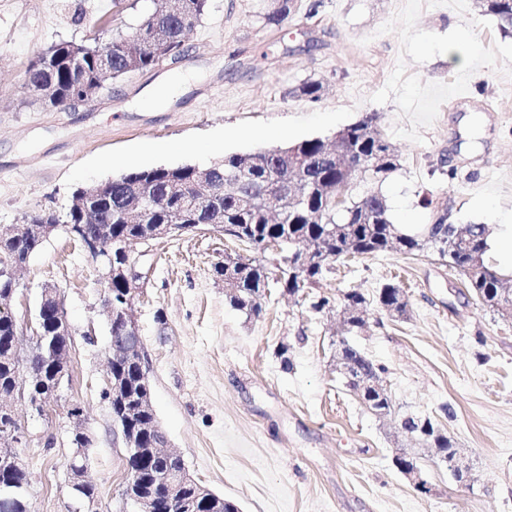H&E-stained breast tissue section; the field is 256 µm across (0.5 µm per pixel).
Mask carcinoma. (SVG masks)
Instances as JSON below:
<instances>
[{"label": "carcinoma", "instance_id": "obj_1", "mask_svg": "<svg viewBox=\"0 0 512 512\" xmlns=\"http://www.w3.org/2000/svg\"><path fill=\"white\" fill-rule=\"evenodd\" d=\"M278 7L266 15L269 24H281L291 13L290 0H276ZM486 11L496 16L503 30L512 28V0H482ZM184 16H172L162 9L147 10L141 14L131 29L145 36L156 25L166 28L171 47L175 49L173 59H178L184 51L185 39L195 27V23L209 8V0H182ZM81 46L83 62L80 69L72 68L70 59L76 46ZM53 52L51 62L45 64L36 57L28 66L29 86L34 91L43 84H53L61 95L59 110L67 111L68 100L82 92L81 81L95 78L98 67L95 42L90 40L77 44L72 41H60L51 45ZM126 42L116 37L112 40V73L118 78L127 74V69L134 68L139 72L147 71L158 65L155 55L145 53L136 64H130L126 55ZM341 141L353 145L359 153L369 157L371 166L364 171L361 181L371 182L376 186L383 185L400 166L398 156L385 142L373 117L345 128V136ZM325 144L321 140H303L293 146L299 151L302 165L291 168L280 157L263 154L243 153L224 157L222 163L213 166L212 173L216 180L224 182V196L218 199V206L224 212V226L234 229L237 241L253 251H263L262 243L273 239L282 241V247L293 252L302 245L313 246L316 254L336 255L345 249L353 253V257H362L396 249L404 254H416L427 247L440 249L438 256L445 261L452 271L464 280L469 293L475 298H499V305L512 307V295L505 293L507 283L512 282V272L505 273L490 264L488 257H483L482 264L475 267L471 263V253L487 246L484 228L481 224H471L467 228L469 243L459 246L452 252L443 250V243L452 239L454 229L448 223V213L432 212L431 221L413 233L403 232L393 224L386 197L379 190H370L359 196L349 194L354 186L348 172L341 167L325 165L320 157ZM248 164L247 175L240 176L243 164ZM286 176L306 182V190L301 200L288 205V216L283 223L271 218L273 208L271 198L261 194L260 185L273 176ZM153 183L156 203L152 210V224H205L210 214L197 207L191 208L181 203L182 196L169 194L171 185L190 186L194 179L191 166L175 168L140 169L125 173L124 181L112 185L104 192L97 203L96 217L91 221L83 219L76 206L69 208L65 217L54 211H39L29 215L31 224H82L88 234L99 235L100 227L112 225V236L119 237L131 234L135 226L121 220L120 213L128 196L132 195V187L143 181ZM330 188L342 196L341 202L326 195L325 189ZM336 228L333 235L328 230ZM41 241L0 240V254L12 257L18 253L22 256L31 255L39 249ZM325 266L315 263L308 266L301 276H289L288 269L271 270L265 263L246 256L236 257V261L217 270L224 276L226 297L232 307L248 316H258L263 311V301L270 280H276L280 287L290 293H299L319 279ZM344 303L349 309V316L344 321L345 331L352 333L361 329L364 319L356 312L367 305V299L356 290L344 293ZM401 289L394 284H385L379 291L377 301L394 306L400 313L406 312L407 304L400 302ZM14 320L0 313V392H9L14 388V375L20 363L13 352ZM345 358L353 372L348 382L350 390L362 391L361 400L386 409L392 408L389 395H380L370 386L363 385L381 370L353 346L345 349ZM29 365L35 371L32 386L25 391V399L37 413H42L41 401L57 387L56 373L45 366V358L34 354ZM113 373L123 379L129 389L130 402L144 391L139 367L127 363L120 358L112 363ZM155 413L147 408L143 411L131 407L130 421L132 427L144 431V442L147 446L158 439V434L145 430L153 421ZM402 427L411 433L422 432L426 435L435 433L437 425L432 421L424 422L410 416L404 419ZM127 466L137 473V486L155 498L157 512H173V506L164 486L155 483L154 474L161 469L159 462L154 460L129 461Z\"/></svg>", "mask_w": 512, "mask_h": 512}]
</instances>
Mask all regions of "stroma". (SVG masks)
Segmentation results:
<instances>
[{"label":"stroma","mask_w":512,"mask_h":512,"mask_svg":"<svg viewBox=\"0 0 512 512\" xmlns=\"http://www.w3.org/2000/svg\"><path fill=\"white\" fill-rule=\"evenodd\" d=\"M272 3L210 0L181 61L114 80L94 102L60 112L28 106L30 60L95 28L126 29L150 0L119 13L112 0H0V231L35 211L65 214L77 189L133 169L329 143L373 114L400 160L382 187L394 224L417 230L436 208L449 223L487 225L491 262L511 271L512 34L477 0H293L278 26L264 19ZM177 75L174 95L144 104ZM309 79L323 85L319 100L297 93ZM238 249L202 230L158 241L140 259L146 278L132 309L153 407L197 482L241 512H512V319L475 300L429 251L335 262L299 294L271 289L250 319L230 306L216 272ZM16 276V314L53 286L72 331V370L57 398L41 414L16 403L29 439L18 450L28 512L77 508L75 405L92 438V512H136L103 395L110 334L95 259L61 229ZM387 283L402 288L405 315L373 303ZM350 290L370 299L353 342L385 368L386 417L336 371ZM425 415L472 458L465 482L423 460L427 496L393 464L412 445L401 420Z\"/></svg>","instance_id":"stroma-1"}]
</instances>
